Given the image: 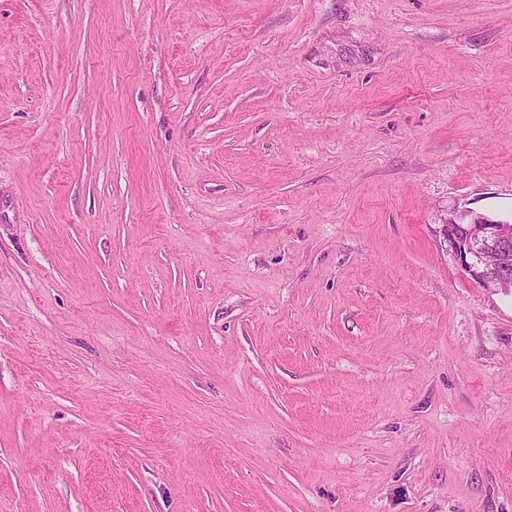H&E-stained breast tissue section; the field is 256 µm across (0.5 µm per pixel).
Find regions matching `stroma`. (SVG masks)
Masks as SVG:
<instances>
[{"instance_id":"1","label":"stroma","mask_w":512,"mask_h":512,"mask_svg":"<svg viewBox=\"0 0 512 512\" xmlns=\"http://www.w3.org/2000/svg\"><path fill=\"white\" fill-rule=\"evenodd\" d=\"M512 0H0V512H512ZM440 234L461 270L476 283L512 290V222L454 209Z\"/></svg>"}]
</instances>
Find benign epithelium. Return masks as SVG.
I'll list each match as a JSON object with an SVG mask.
<instances>
[{
  "mask_svg": "<svg viewBox=\"0 0 512 512\" xmlns=\"http://www.w3.org/2000/svg\"><path fill=\"white\" fill-rule=\"evenodd\" d=\"M440 234L461 270L485 288L512 290V222L452 211Z\"/></svg>",
  "mask_w": 512,
  "mask_h": 512,
  "instance_id": "benign-epithelium-1",
  "label": "benign epithelium"
}]
</instances>
